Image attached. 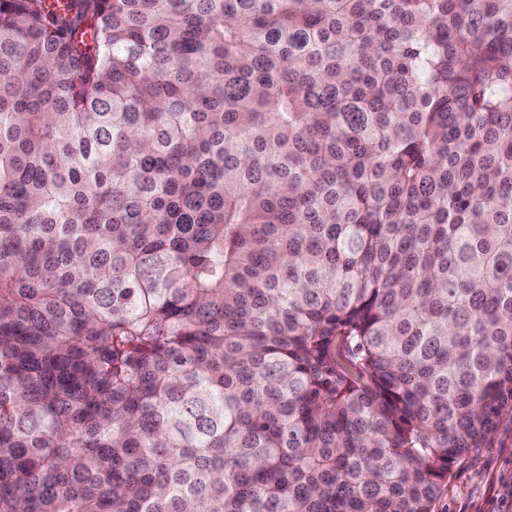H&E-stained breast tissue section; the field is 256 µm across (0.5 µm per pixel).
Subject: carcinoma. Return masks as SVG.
<instances>
[{"label":"carcinoma","instance_id":"cac0c4a2","mask_svg":"<svg viewBox=\"0 0 512 512\" xmlns=\"http://www.w3.org/2000/svg\"><path fill=\"white\" fill-rule=\"evenodd\" d=\"M512 420V0H0V512H433Z\"/></svg>","mask_w":512,"mask_h":512}]
</instances>
